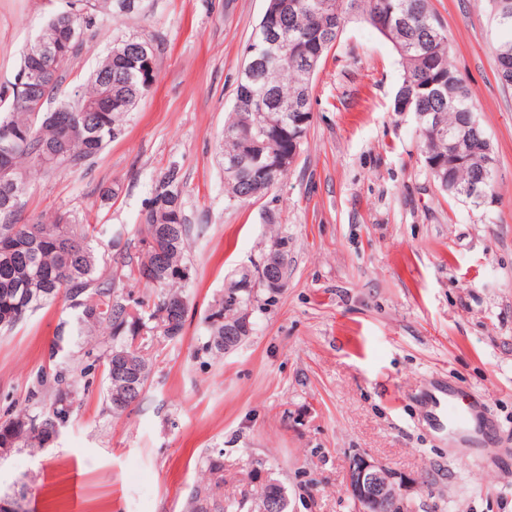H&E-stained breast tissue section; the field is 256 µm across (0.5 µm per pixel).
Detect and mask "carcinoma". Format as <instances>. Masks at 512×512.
Masks as SVG:
<instances>
[{
	"mask_svg": "<svg viewBox=\"0 0 512 512\" xmlns=\"http://www.w3.org/2000/svg\"><path fill=\"white\" fill-rule=\"evenodd\" d=\"M269 27L259 22L246 48L245 64H255L239 76L234 109L224 123L220 145L224 166L236 168L224 182L230 201H245L268 193L274 184L263 163L292 154L297 131L307 133L312 120V84L302 74L309 60L321 66L336 45L345 22L355 19L373 29L389 23L381 36L393 46L402 67L394 111L423 116L416 125L426 168L441 191L484 210L482 197L495 196L496 153L480 124L471 91L454 69L444 26L430 0H289ZM498 33L494 43L498 81L512 86V0H488ZM141 0H65L52 11L37 39H68L63 55L46 61L21 55L14 78L33 69L32 92L11 82L8 98L0 92V130L11 133L9 167L0 172V334L15 328L44 305L63 296L74 316L60 323L50 357L62 358L51 374L38 377L36 396L53 391V401L37 411L26 408L0 420V448H44L70 420L80 382L102 368L104 401L112 413L121 400H140L151 375L142 348L162 337H181L188 315L182 282L189 278L188 242L203 227L191 224L180 196V169L169 167L160 177L143 213L139 237L112 239L106 258L92 245L95 228L70 214L54 221L19 223L20 198L12 187L25 190L27 171L53 172L83 165L116 138L130 112L153 90L158 60L142 73L134 65L128 39L122 38L103 57L85 86L66 100L59 112L48 111L67 77V69L98 26L114 16L135 13ZM467 145L462 157L451 154L448 139ZM157 289L142 295L140 284ZM238 302L214 300L204 317L206 349L224 354V338L234 328L239 308L251 293H238ZM125 355L139 368L136 388L112 380V369ZM282 485L260 486L255 509L269 512Z\"/></svg>",
	"mask_w": 512,
	"mask_h": 512,
	"instance_id": "1",
	"label": "carcinoma"
}]
</instances>
